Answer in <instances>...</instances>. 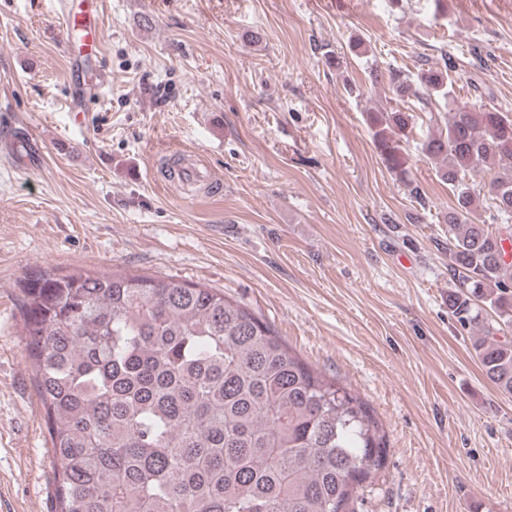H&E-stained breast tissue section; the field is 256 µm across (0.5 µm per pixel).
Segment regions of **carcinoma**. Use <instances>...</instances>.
Instances as JSON below:
<instances>
[{
	"instance_id": "cac0c4a2",
	"label": "carcinoma",
	"mask_w": 512,
	"mask_h": 512,
	"mask_svg": "<svg viewBox=\"0 0 512 512\" xmlns=\"http://www.w3.org/2000/svg\"><path fill=\"white\" fill-rule=\"evenodd\" d=\"M452 60L394 96L448 97ZM403 177L414 115L369 113ZM422 153L455 197L448 309L480 327L483 377L512 395V112L457 109ZM490 163L502 175L477 191ZM487 196L482 206L480 195ZM25 346L58 463L57 512H356L385 464L368 406L290 351L246 304L199 284L138 274L44 271L21 285Z\"/></svg>"
}]
</instances>
